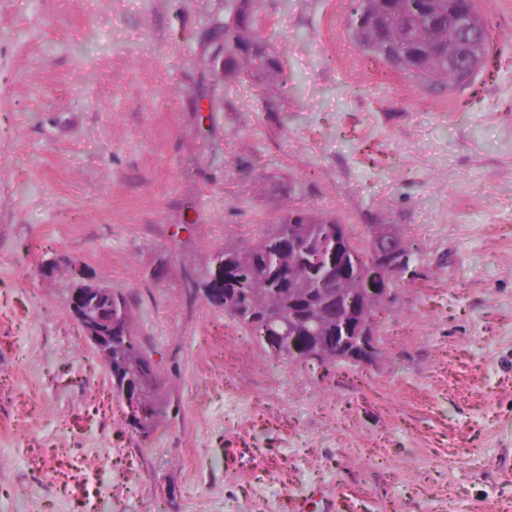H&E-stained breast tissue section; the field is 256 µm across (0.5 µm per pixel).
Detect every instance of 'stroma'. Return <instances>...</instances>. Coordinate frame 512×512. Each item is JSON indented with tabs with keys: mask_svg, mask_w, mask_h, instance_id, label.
<instances>
[{
	"mask_svg": "<svg viewBox=\"0 0 512 512\" xmlns=\"http://www.w3.org/2000/svg\"><path fill=\"white\" fill-rule=\"evenodd\" d=\"M491 72H371L266 0L283 79L193 61L224 0H0V512H512V0ZM324 211L413 244L371 365L272 359L183 271ZM130 294L179 420L132 437L54 259Z\"/></svg>",
	"mask_w": 512,
	"mask_h": 512,
	"instance_id": "obj_1",
	"label": "stroma"
}]
</instances>
